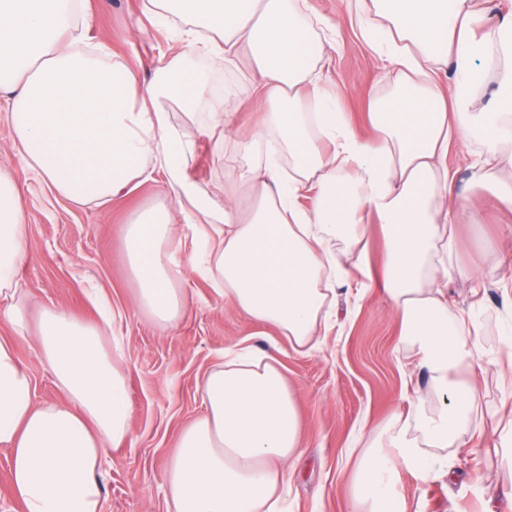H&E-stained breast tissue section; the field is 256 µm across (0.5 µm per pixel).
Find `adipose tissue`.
Wrapping results in <instances>:
<instances>
[{"label": "adipose tissue", "mask_w": 512, "mask_h": 512, "mask_svg": "<svg viewBox=\"0 0 512 512\" xmlns=\"http://www.w3.org/2000/svg\"><path fill=\"white\" fill-rule=\"evenodd\" d=\"M75 5L0 0L5 119L27 166L69 201L107 200L163 172L176 209L138 210L123 231L139 304L158 328L176 325L185 307L167 247L174 214L211 243L205 276L298 350L313 348L334 318L329 296L343 269L325 239L356 249L358 275L372 280L366 235L368 218L376 219L385 245L381 291L439 404L429 411L411 402L419 439L396 422L368 441L356 498L364 512H405L390 488L396 466L428 474L418 442L459 446L475 401L462 372L478 344L449 314L444 289L455 226H480L484 216L452 205L446 160L452 140L477 143L473 179L488 186L498 210L512 213V10L497 12L492 0H354L350 19L396 74L395 92L373 102L364 136L316 88L325 42L309 21L308 0H142L152 24L178 19L187 28L185 52L147 84L121 61L78 51L88 15ZM376 15L389 22L380 34ZM203 50L238 70L264 109L258 125L235 132L220 204L191 181L193 142L169 112L178 107L193 121L202 107L214 125H232L209 74L191 62ZM443 68L451 73L445 85L436 79ZM487 88L483 107L466 111ZM243 184L251 197L245 213L235 202ZM28 259L22 194L4 164L0 317L21 336ZM109 325L41 311L35 346L65 395L55 403L34 401L13 342L0 339V447L11 453L22 512H102V461L130 430L126 377L102 344ZM199 391L205 413L183 431L167 470L168 512H285L301 429L276 353L239 342ZM385 442L397 458L383 452Z\"/></svg>", "instance_id": "obj_1"}]
</instances>
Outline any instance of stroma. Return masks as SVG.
<instances>
[{
    "instance_id": "1",
    "label": "stroma",
    "mask_w": 512,
    "mask_h": 512,
    "mask_svg": "<svg viewBox=\"0 0 512 512\" xmlns=\"http://www.w3.org/2000/svg\"><path fill=\"white\" fill-rule=\"evenodd\" d=\"M332 45L318 64L320 82L357 132L369 134V105L390 95L384 63L362 38L347 14L346 0H310ZM88 48L104 47L108 57L135 70L149 82L161 60L182 50L184 42L170 27L151 26L141 0H88ZM196 67L228 92L234 114L230 128L202 131L172 109L176 124H187L195 143L189 171L199 192L224 201V146L235 128L257 122L260 112L251 91L224 68L221 58L198 56ZM473 146L454 141L448 168L463 204L481 205L487 191L467 189ZM9 163L21 187L28 215L30 259L22 284L35 301L29 314L37 322L40 308L62 309L94 322L97 313L86 296L97 288L114 314L112 344L127 379L131 427L126 439L108 449L99 473L103 512H167L165 479L183 430L202 416L199 378L241 339L257 349L278 348L283 373L301 420V448L291 468L293 512H354V482L360 451L354 446L361 429L383 427L407 413L414 390L426 389L427 377L399 340V325L377 289L337 281L336 322L311 351L293 349L269 327L240 314L197 270L206 245L183 221H176L169 247L182 270L175 285L185 291L179 322L160 332L137 301V285L126 256L122 233L135 211L171 198L162 174L133 182L106 203L75 204L58 195L25 165L10 125L0 118V163ZM477 236L466 224L457 233L455 266L448 280L452 313L471 315L481 350L465 375L475 385L476 411L460 448H432L435 471L428 476L405 469L395 472V487L408 512H512V471L490 453L512 412V378L500 358L505 334L512 329V269L478 281L473 269L484 264ZM0 338L13 340L28 370L36 402L62 400L63 391L29 341L0 319Z\"/></svg>"
}]
</instances>
